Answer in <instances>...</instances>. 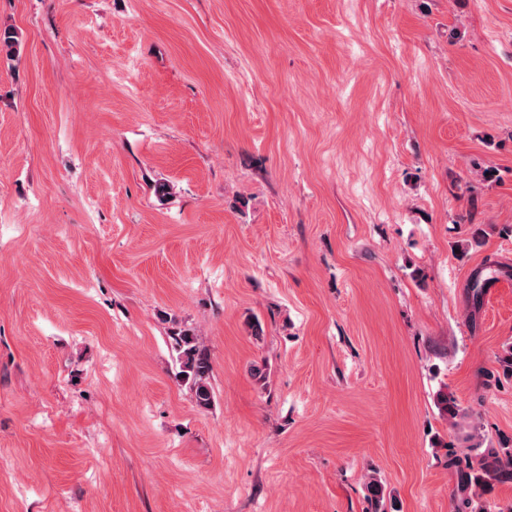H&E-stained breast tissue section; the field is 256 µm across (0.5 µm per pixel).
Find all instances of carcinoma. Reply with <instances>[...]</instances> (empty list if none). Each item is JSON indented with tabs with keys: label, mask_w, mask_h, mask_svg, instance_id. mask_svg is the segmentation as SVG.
I'll return each mask as SVG.
<instances>
[{
	"label": "carcinoma",
	"mask_w": 512,
	"mask_h": 512,
	"mask_svg": "<svg viewBox=\"0 0 512 512\" xmlns=\"http://www.w3.org/2000/svg\"><path fill=\"white\" fill-rule=\"evenodd\" d=\"M2 54L8 60L19 57L20 41L17 33L11 29L0 30V55ZM501 273L506 276L512 274L507 270H501L498 264L491 259H485L484 266L476 270L470 279L474 304H480L486 285L495 275ZM169 338L172 348L177 353L179 365L177 376L188 385L198 407L210 408L213 401L212 364L201 336L191 328L177 326L171 329ZM436 402L441 413L450 418L455 417L457 404L453 396L440 391L437 394ZM505 466L512 467V451L501 455L492 447L487 450V455L480 464V471L474 474L473 479L480 482L486 477L495 476Z\"/></svg>",
	"instance_id": "cac0c4a2"
}]
</instances>
